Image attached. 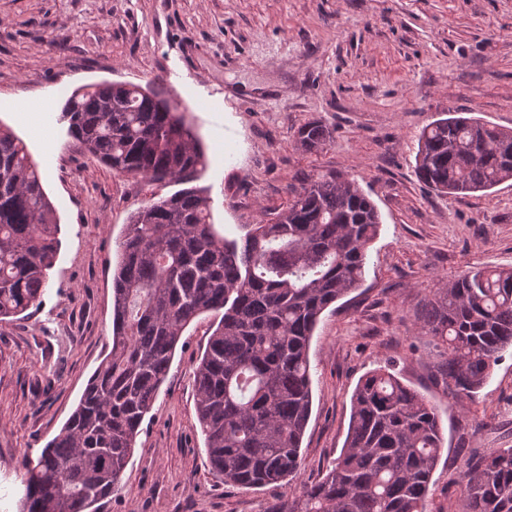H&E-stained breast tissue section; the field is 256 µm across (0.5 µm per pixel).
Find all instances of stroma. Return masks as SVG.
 <instances>
[{"mask_svg":"<svg viewBox=\"0 0 512 512\" xmlns=\"http://www.w3.org/2000/svg\"><path fill=\"white\" fill-rule=\"evenodd\" d=\"M156 83L201 137L197 182L233 239L266 223L305 179L356 181L381 226L362 286L320 317L309 351L312 414L296 481L244 489L216 479L195 411L192 366L211 314L187 328L146 415L122 489L98 512H262L338 457L362 376L389 368L435 404L443 444L433 512H464L469 457L512 447V350L474 401L434 376L416 314L472 267H512V181L441 195L415 173L424 127L453 109L512 129V0H0V124L26 144L61 226L38 308L0 323V512H18L22 464L38 457L111 348L112 272L129 217L154 193L93 160L61 110L93 83ZM53 111L35 135L21 109ZM319 121L326 145L297 129ZM297 142L306 151L318 150L325 145L329 131L318 121H310L297 131Z\"/></svg>","mask_w":512,"mask_h":512,"instance_id":"35a3bbf8","label":"stroma"}]
</instances>
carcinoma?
I'll return each instance as SVG.
<instances>
[{
  "label": "carcinoma",
  "mask_w": 512,
  "mask_h": 512,
  "mask_svg": "<svg viewBox=\"0 0 512 512\" xmlns=\"http://www.w3.org/2000/svg\"><path fill=\"white\" fill-rule=\"evenodd\" d=\"M68 133L119 175L189 183L206 152L160 86L96 83L62 110ZM329 131H297L306 151ZM415 173L439 193L489 191L512 180V130L466 116L418 136ZM381 224L341 175L308 179L288 207L238 239L220 235L204 191L187 187L137 210L118 244L112 344L66 423L25 460L21 512H96L117 493L176 348L201 314L218 318L193 369L196 415L212 474L245 489L296 477L312 410L309 350L322 313L360 287ZM60 225L26 144L0 127V323L42 304ZM439 349L437 376L471 400L512 349V268L472 267L436 289L417 315ZM442 449L437 408L388 369L351 398L340 455L299 494L263 512H429ZM465 512H512V447L466 462Z\"/></svg>",
  "instance_id": "1"
}]
</instances>
